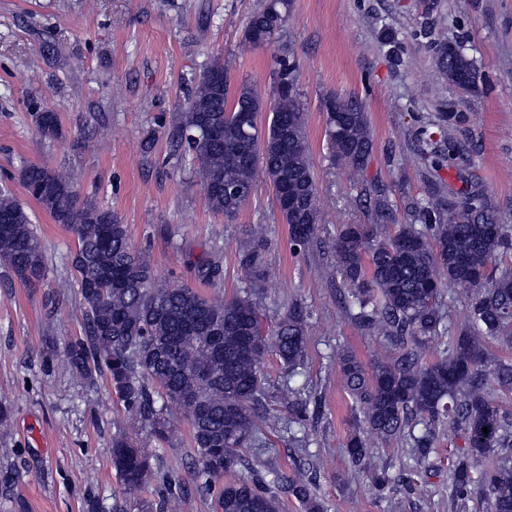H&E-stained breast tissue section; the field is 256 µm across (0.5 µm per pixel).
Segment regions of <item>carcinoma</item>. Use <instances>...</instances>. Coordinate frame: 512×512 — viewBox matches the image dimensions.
<instances>
[{
    "mask_svg": "<svg viewBox=\"0 0 512 512\" xmlns=\"http://www.w3.org/2000/svg\"><path fill=\"white\" fill-rule=\"evenodd\" d=\"M288 0H267L249 19L242 46L270 45L279 38ZM461 42L438 45L441 77L464 92L477 88V72ZM293 49L283 42L275 55L270 100L250 83L238 85L228 99L227 70L217 58L200 75L182 111L166 131L199 181L206 206L235 217L251 196L258 177L277 190L288 185L296 205L280 209L294 250L314 243L325 223L305 132ZM325 136L337 157L354 170L363 169L373 149L368 113L353 96L334 95L325 102ZM270 112L260 146L250 147L243 118ZM39 132L59 133L57 114H33ZM463 114L439 113L422 131L427 148L421 158L433 166L464 160V148L449 129ZM464 190L435 184L422 196H405L403 221L396 219L393 186L375 179L363 188L372 204L370 224H342L333 247L343 290V309L364 333L383 339L392 357L370 368L351 353L338 358L340 385L354 412L346 439L349 460L367 473L378 495L399 477L377 464L381 447L395 441L429 469L430 455L442 438L459 435L460 455L448 464L451 506L466 512L474 496L487 500L490 512H512V411L496 400L493 389L512 392V363L500 361L494 378L485 367L488 341L512 330V268H499L512 253V229L484 186L459 170ZM30 197L75 241L71 256L76 300L84 310V335L69 345L72 370L88 382L105 374L125 409L150 422L152 436L167 441V404L186 417L198 467L195 479L217 488L218 512H279V500L265 491L258 477L224 481V473L241 463V450L260 442L261 426L276 428L280 417L267 409L262 365L273 353L292 368L304 356L306 319L295 306L265 331L253 291L229 299H211L187 285L156 279L148 256L136 250L127 226L108 208L81 197L75 178L43 164L20 172ZM261 228L246 230L239 265L255 288L264 287ZM0 265L22 284L44 280L47 256L23 204L0 190ZM445 277H439V272ZM461 296L464 324L449 333L447 301ZM450 336L443 355L424 360L430 340ZM218 336L220 350L209 343ZM163 405L155 407L156 399ZM282 406L297 423L306 421L308 400L284 382ZM488 432H483V428ZM112 466L129 490L143 487L152 470L149 456L125 434L112 439ZM492 465L479 471L476 463ZM159 512H174L187 489L175 472L157 474ZM288 492L304 512L321 505L302 472L285 479Z\"/></svg>",
    "mask_w": 512,
    "mask_h": 512,
    "instance_id": "obj_1",
    "label": "carcinoma"
}]
</instances>
